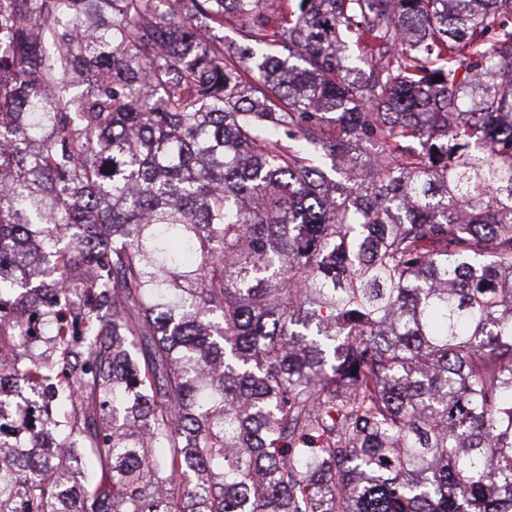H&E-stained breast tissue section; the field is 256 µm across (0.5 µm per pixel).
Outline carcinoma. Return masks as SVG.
Wrapping results in <instances>:
<instances>
[{
  "label": "carcinoma",
  "mask_w": 512,
  "mask_h": 512,
  "mask_svg": "<svg viewBox=\"0 0 512 512\" xmlns=\"http://www.w3.org/2000/svg\"><path fill=\"white\" fill-rule=\"evenodd\" d=\"M1 29L0 512H512V0Z\"/></svg>",
  "instance_id": "1"
}]
</instances>
